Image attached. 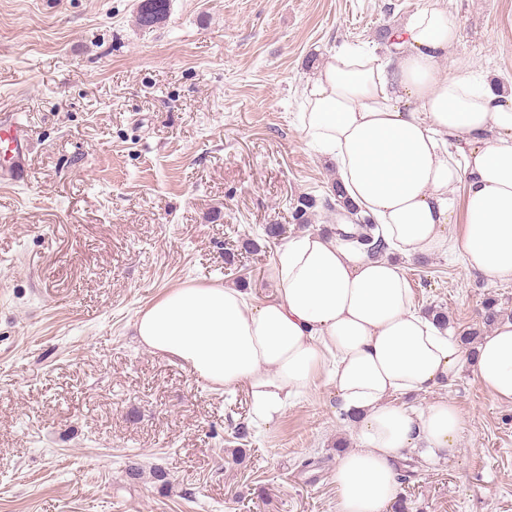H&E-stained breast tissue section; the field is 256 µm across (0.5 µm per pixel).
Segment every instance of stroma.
Listing matches in <instances>:
<instances>
[{"label": "stroma", "mask_w": 512, "mask_h": 512, "mask_svg": "<svg viewBox=\"0 0 512 512\" xmlns=\"http://www.w3.org/2000/svg\"><path fill=\"white\" fill-rule=\"evenodd\" d=\"M138 3L0 0V114H26L31 174L0 184V512H336L331 472L352 426L330 385L252 425L235 465L248 393L140 347L134 321L190 282L274 294L277 256L302 231L293 199L324 198L336 179L296 120L336 48L390 60L392 31L437 3L459 26L439 75L509 88L512 0H171L151 30ZM268 224L284 235L266 240ZM400 264L451 336L480 326L489 297L512 316V283L459 258ZM440 398L464 415L459 452H406L409 512H512V403L467 369L403 402ZM131 459L143 479L126 476Z\"/></svg>", "instance_id": "obj_1"}]
</instances>
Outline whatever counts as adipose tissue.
Wrapping results in <instances>:
<instances>
[{
	"label": "adipose tissue",
	"instance_id": "1",
	"mask_svg": "<svg viewBox=\"0 0 512 512\" xmlns=\"http://www.w3.org/2000/svg\"><path fill=\"white\" fill-rule=\"evenodd\" d=\"M458 35L445 9H420L397 31L393 67L342 47L306 90L299 126L334 156L348 198L378 223L381 255L335 233L305 231L278 255L274 297L259 302L234 285L186 284L135 321L153 354L224 390L246 387L260 425L326 379L337 412L354 424V445L332 472L336 512H386L399 495L406 450L457 453L464 418L455 403L415 409L394 396L429 393L468 368L495 400L512 403V319L467 349L416 309L398 263L448 253L467 271L512 282V91L438 74ZM446 141L464 165L441 152ZM460 183L465 226L451 236L450 195Z\"/></svg>",
	"mask_w": 512,
	"mask_h": 512
}]
</instances>
